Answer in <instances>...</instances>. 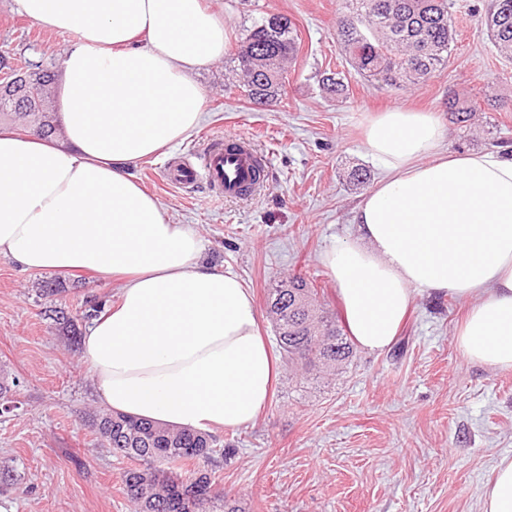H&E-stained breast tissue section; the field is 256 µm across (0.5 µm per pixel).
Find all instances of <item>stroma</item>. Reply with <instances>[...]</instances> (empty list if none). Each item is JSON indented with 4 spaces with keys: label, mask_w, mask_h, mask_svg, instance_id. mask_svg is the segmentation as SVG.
Wrapping results in <instances>:
<instances>
[{
    "label": "stroma",
    "mask_w": 512,
    "mask_h": 512,
    "mask_svg": "<svg viewBox=\"0 0 512 512\" xmlns=\"http://www.w3.org/2000/svg\"><path fill=\"white\" fill-rule=\"evenodd\" d=\"M224 21L226 52L196 78L205 90L199 127L164 157L130 171L176 224L203 242L202 260L252 288L266 336L274 281L302 276L340 313L322 252L354 235V209L369 190L351 169L380 170L362 146L361 125L386 107L436 112L451 152L512 148V60L489 39L488 0H457V36L447 65L407 89L378 84L348 66L336 38L343 0H202ZM286 15L298 32L284 92L262 106L233 82L238 41L253 18ZM75 36L19 14L0 0V56L15 68L57 70ZM346 76V99L323 89L326 71ZM487 96L467 126L451 123L448 95ZM243 133L268 154V190L227 201L198 185L192 193L160 179L166 158L200 151L208 140ZM59 287L40 292L41 282ZM106 276L27 270L0 256V512H133L121 475L137 462L114 454L94 422L103 406L89 364L48 316L64 309L87 329V301L118 300ZM470 302L416 296L388 350L355 349L343 373L321 377L282 364L274 398L254 426L216 431L217 453L197 461L216 491L242 512H480L496 461L512 456V370L464 360L455 330ZM233 447L223 455V447Z\"/></svg>",
    "instance_id": "stroma-1"
}]
</instances>
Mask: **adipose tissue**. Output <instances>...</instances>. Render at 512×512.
<instances>
[{"instance_id": "adipose-tissue-1", "label": "adipose tissue", "mask_w": 512, "mask_h": 512, "mask_svg": "<svg viewBox=\"0 0 512 512\" xmlns=\"http://www.w3.org/2000/svg\"><path fill=\"white\" fill-rule=\"evenodd\" d=\"M37 24L74 34L54 97L60 142L0 127V255L28 270L121 278L83 352L109 410L177 428L254 424L280 365L243 280L202 263L201 240L170 221L129 172L201 122L193 73L227 35L200 0H15ZM433 112L369 117L382 175L358 203L355 238L322 262L350 336L392 344L416 295L471 299L456 332L467 362L512 369V153L445 150ZM482 512H512V456L495 463Z\"/></svg>"}]
</instances>
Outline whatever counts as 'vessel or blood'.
I'll return each mask as SVG.
<instances>
[{"instance_id":"vessel-or-blood-1","label":"vessel or blood","mask_w":512,"mask_h":512,"mask_svg":"<svg viewBox=\"0 0 512 512\" xmlns=\"http://www.w3.org/2000/svg\"><path fill=\"white\" fill-rule=\"evenodd\" d=\"M161 175L175 189L188 191L203 182L218 197L243 199L267 186L269 165L249 137L233 134L208 142L195 160L179 157L168 162Z\"/></svg>"}]
</instances>
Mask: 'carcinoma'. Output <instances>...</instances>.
<instances>
[{
  "instance_id": "cac0c4a2",
  "label": "carcinoma",
  "mask_w": 512,
  "mask_h": 512,
  "mask_svg": "<svg viewBox=\"0 0 512 512\" xmlns=\"http://www.w3.org/2000/svg\"><path fill=\"white\" fill-rule=\"evenodd\" d=\"M345 12L336 20V34L348 64L358 73L385 86L406 88L424 82L448 64L456 30L452 24L454 0H345ZM484 25L492 43L512 58V0H491ZM295 25L279 13L254 19L245 30L235 60L245 93L256 104L275 101L285 82L284 63L297 51ZM54 73L34 72L32 82L12 88L28 100L30 111L16 108V99L0 97V119L34 116L43 121L40 135L56 133L51 113L37 109L38 98L49 95ZM330 93L346 95L342 73L322 77ZM476 106L456 94L448 96L454 123L470 120ZM317 289L302 277H290L269 289L268 301L279 300L280 318L274 324L280 349L291 363L318 373L335 374L353 358V347L338 324L317 299ZM100 436L112 450L140 461H165L185 469V474L146 467L124 472L126 495L138 512H242L213 492L211 477L187 469L208 459L214 440L206 432L173 429L121 413L107 412L96 421Z\"/></svg>"
}]
</instances>
